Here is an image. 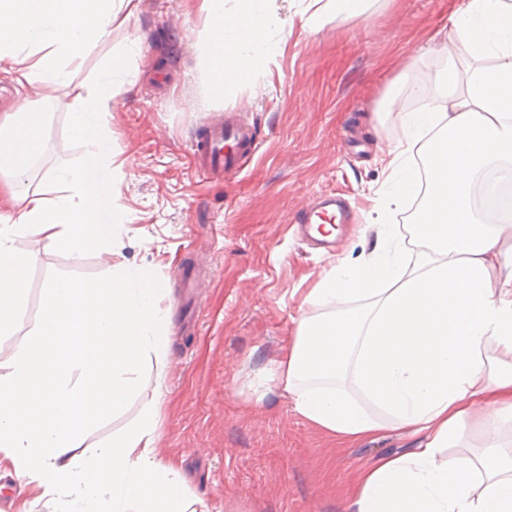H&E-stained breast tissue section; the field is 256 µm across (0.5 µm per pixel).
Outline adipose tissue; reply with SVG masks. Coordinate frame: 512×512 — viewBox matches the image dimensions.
Returning <instances> with one entry per match:
<instances>
[{"mask_svg":"<svg viewBox=\"0 0 512 512\" xmlns=\"http://www.w3.org/2000/svg\"><path fill=\"white\" fill-rule=\"evenodd\" d=\"M129 0H0V70L25 89L63 85L68 67L112 33ZM206 53L220 96L251 82L277 52L269 41L283 19L275 0H202ZM451 32L436 39L450 62L434 74L436 109L408 113L380 161L393 195L424 191L413 227L418 251L375 256L331 270L299 306L282 380L295 410L342 441L383 427L349 395L354 384L395 424L420 436L418 448L378 459L354 477L351 512H512V456L499 433L512 422V209L496 224L476 211L472 189L485 170L512 164V0H460ZM123 61L111 58L70 114L73 138L90 148L53 178L52 203L30 195L27 172L42 150L47 113L25 108L0 120V192L24 199L0 213V334L14 331L26 288L28 253L15 240L39 235L72 252L108 250L123 214L117 207L112 140L104 117L121 92ZM432 131L422 141V131ZM423 149L426 169L404 164ZM373 297L366 308L349 298ZM170 312L151 272L129 266L107 279L49 282L38 328L0 354V453L45 494L69 496L65 512H211L188 499L184 480L157 457V421L145 410L112 442L82 450L89 425L129 395H161L140 370L168 351ZM486 445L454 453L467 423Z\"/></svg>","mask_w":512,"mask_h":512,"instance_id":"obj_1","label":"adipose tissue"}]
</instances>
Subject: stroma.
I'll use <instances>...</instances> for the list:
<instances>
[{"instance_id": "35a3bbf8", "label": "stroma", "mask_w": 512, "mask_h": 512, "mask_svg": "<svg viewBox=\"0 0 512 512\" xmlns=\"http://www.w3.org/2000/svg\"><path fill=\"white\" fill-rule=\"evenodd\" d=\"M456 6L372 0L364 15L332 17L312 34L297 23L274 28L281 53L254 84H227L217 97L201 0H133L111 40L71 65L67 84L43 88L51 103L47 146L26 182L49 202L58 194L52 171L76 165L87 150L70 135L75 96L108 56L123 57L125 85L105 127L125 221L103 254L17 239L31 256L28 286L17 330L0 335V352L36 330L43 289L58 277L97 281L116 267H145L171 310L168 354L144 366L161 376L162 397H131L86 431L87 446L111 442L155 407L159 460L178 469L211 512H347L356 469L418 446V436L388 422L375 437L337 441L295 411L280 365L301 298L336 265L387 251L384 224L411 222L414 198L379 196L386 175L378 157L410 110L416 75L445 68L427 47L447 31ZM233 111L255 125V154L237 174L203 177L193 165L194 138ZM332 192L349 201L356 221L340 225L330 253L299 236L294 216ZM184 271L197 289L183 288ZM0 499L14 512L61 507L4 459Z\"/></svg>"}]
</instances>
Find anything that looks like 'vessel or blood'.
<instances>
[{
	"label": "vessel or blood",
	"mask_w": 512,
	"mask_h": 512,
	"mask_svg": "<svg viewBox=\"0 0 512 512\" xmlns=\"http://www.w3.org/2000/svg\"><path fill=\"white\" fill-rule=\"evenodd\" d=\"M257 145L254 127L239 121L236 113H225L222 120L211 123L196 137L194 158L198 171L205 176L238 173L251 158ZM347 222L350 218L345 204L335 197L323 196L304 209L299 221L303 224L320 219Z\"/></svg>",
	"instance_id": "vessel-or-blood-1"
}]
</instances>
